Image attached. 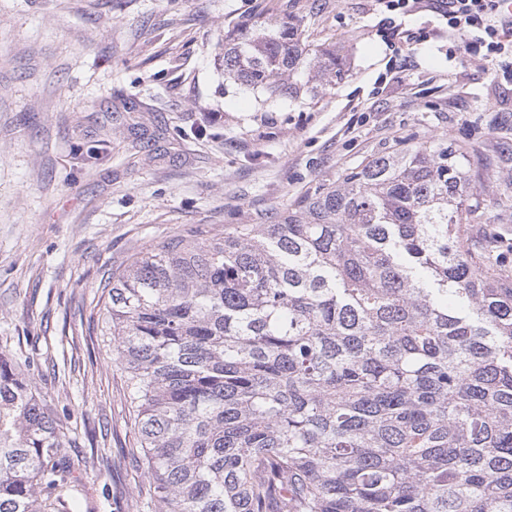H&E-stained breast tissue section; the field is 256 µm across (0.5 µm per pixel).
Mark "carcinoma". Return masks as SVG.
I'll use <instances>...</instances> for the list:
<instances>
[{
  "mask_svg": "<svg viewBox=\"0 0 512 512\" xmlns=\"http://www.w3.org/2000/svg\"><path fill=\"white\" fill-rule=\"evenodd\" d=\"M343 65L297 21L224 36V77L272 97L313 100ZM464 159L401 142L273 224L112 277L137 512H512V272L472 247ZM70 442L1 350L0 512H80Z\"/></svg>",
  "mask_w": 512,
  "mask_h": 512,
  "instance_id": "cac0c4a2",
  "label": "carcinoma"
}]
</instances>
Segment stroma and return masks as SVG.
Masks as SVG:
<instances>
[{"label":"stroma","instance_id":"35a3bbf8","mask_svg":"<svg viewBox=\"0 0 512 512\" xmlns=\"http://www.w3.org/2000/svg\"><path fill=\"white\" fill-rule=\"evenodd\" d=\"M274 14L342 48L291 102L224 77L225 29ZM377 0H0V348L75 438L87 512L147 478L98 306L141 250L266 224L393 139L468 150L497 198L473 238L512 269V84L446 38L392 54Z\"/></svg>","mask_w":512,"mask_h":512}]
</instances>
